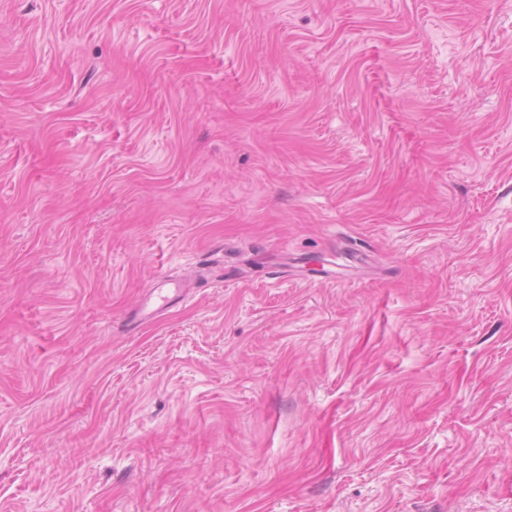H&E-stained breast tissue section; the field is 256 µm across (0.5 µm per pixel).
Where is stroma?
<instances>
[{
  "instance_id": "1",
  "label": "stroma",
  "mask_w": 512,
  "mask_h": 512,
  "mask_svg": "<svg viewBox=\"0 0 512 512\" xmlns=\"http://www.w3.org/2000/svg\"><path fill=\"white\" fill-rule=\"evenodd\" d=\"M0 512H512V0H0Z\"/></svg>"
}]
</instances>
